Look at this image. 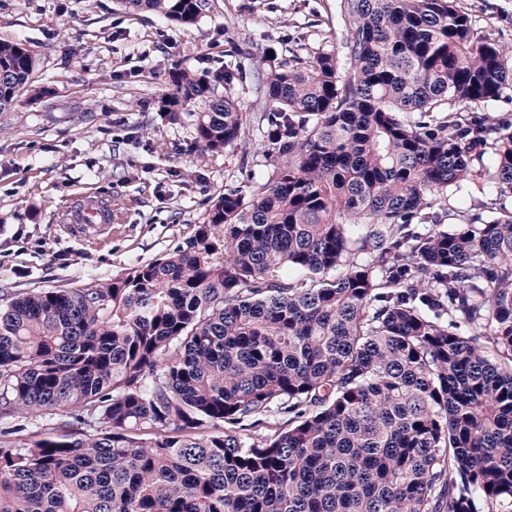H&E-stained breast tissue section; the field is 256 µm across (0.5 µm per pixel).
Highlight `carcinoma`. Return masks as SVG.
Instances as JSON below:
<instances>
[{
  "instance_id": "obj_1",
  "label": "carcinoma",
  "mask_w": 512,
  "mask_h": 512,
  "mask_svg": "<svg viewBox=\"0 0 512 512\" xmlns=\"http://www.w3.org/2000/svg\"><path fill=\"white\" fill-rule=\"evenodd\" d=\"M457 2L338 0L336 53L256 57L267 179L162 258L0 305V512H512V51ZM34 66L0 41V109ZM235 80L179 71L159 110L221 153ZM468 180L479 212L426 230Z\"/></svg>"
}]
</instances>
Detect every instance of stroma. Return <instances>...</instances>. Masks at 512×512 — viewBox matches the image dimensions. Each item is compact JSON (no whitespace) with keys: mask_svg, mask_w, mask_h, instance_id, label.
Here are the masks:
<instances>
[{"mask_svg":"<svg viewBox=\"0 0 512 512\" xmlns=\"http://www.w3.org/2000/svg\"><path fill=\"white\" fill-rule=\"evenodd\" d=\"M476 32L512 47V0H459ZM336 0H207L183 28L119 0H0V41L37 58L41 95L0 110V300L16 290L107 281L184 244L212 201L267 178L258 131L213 154L191 121L168 124L158 100L176 71L231 66L249 118L267 108L254 58L266 47L335 50ZM119 201L111 231L87 240L63 222L82 199Z\"/></svg>","mask_w":512,"mask_h":512,"instance_id":"stroma-1","label":"stroma"}]
</instances>
